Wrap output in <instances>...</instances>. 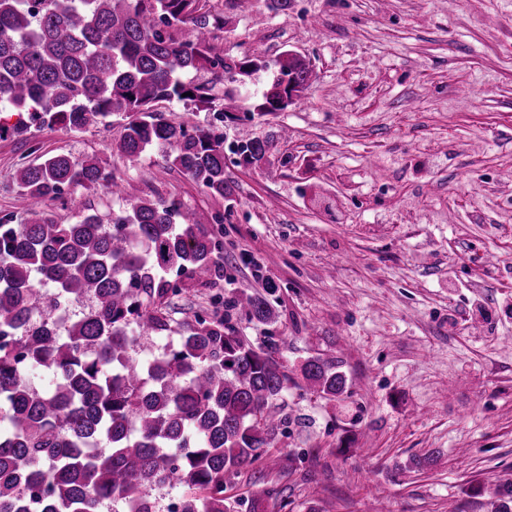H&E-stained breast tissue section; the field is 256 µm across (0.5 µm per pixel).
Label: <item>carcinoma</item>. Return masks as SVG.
I'll use <instances>...</instances> for the list:
<instances>
[{
  "label": "carcinoma",
  "instance_id": "carcinoma-1",
  "mask_svg": "<svg viewBox=\"0 0 512 512\" xmlns=\"http://www.w3.org/2000/svg\"><path fill=\"white\" fill-rule=\"evenodd\" d=\"M207 0H0V106L82 132L112 115L134 116L112 152L137 159L157 147L211 196L229 199L224 140L212 128L159 113L181 102L219 120L235 93L262 71L276 74L249 109L293 104L310 64L288 50L228 61L214 51L224 17ZM207 73L206 81L185 80ZM270 140L248 137L246 165ZM27 224L0 217V512H159L153 492L177 489L181 512H238L230 493L244 470L263 483L299 455L274 453L286 424L281 401L292 377L281 358L225 320L201 315L161 352L138 358L143 341L171 330L164 300L178 292L171 271L201 283L224 274L219 242L205 230L218 214L153 200L118 181L96 155L56 153L15 171ZM101 189L122 205L84 208L59 224L45 207L64 191ZM234 307L259 322L268 300L241 293ZM309 388L336 399L348 391L334 361L305 358ZM491 512H512V484L489 494Z\"/></svg>",
  "mask_w": 512,
  "mask_h": 512
}]
</instances>
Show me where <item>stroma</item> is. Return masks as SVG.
I'll return each mask as SVG.
<instances>
[{
	"mask_svg": "<svg viewBox=\"0 0 512 512\" xmlns=\"http://www.w3.org/2000/svg\"><path fill=\"white\" fill-rule=\"evenodd\" d=\"M210 5L225 57L291 50L315 72L285 111L199 114L225 149L245 132L272 139L260 167L226 160L232 200L206 195L167 150L113 154L117 114L0 140V216L28 223L13 173L59 152L97 155L140 195L223 214L224 277L180 278L173 323L226 319L289 366L340 361L351 385L335 400L289 386L277 445L307 455L270 471L281 497L262 512H305L312 498L321 512H491L483 487L512 483V0ZM88 204L113 206L75 187L47 210L71 224ZM242 291L269 294L272 322L233 307Z\"/></svg>",
	"mask_w": 512,
	"mask_h": 512,
	"instance_id": "1",
	"label": "stroma"
}]
</instances>
